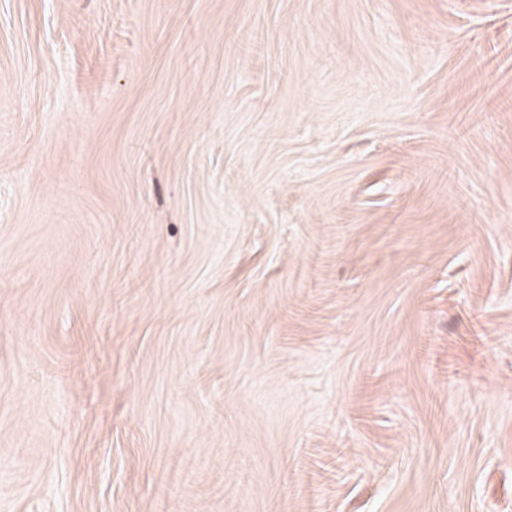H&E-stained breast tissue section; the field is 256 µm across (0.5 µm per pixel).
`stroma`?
Returning <instances> with one entry per match:
<instances>
[{"label":"stroma","instance_id":"1","mask_svg":"<svg viewBox=\"0 0 512 512\" xmlns=\"http://www.w3.org/2000/svg\"><path fill=\"white\" fill-rule=\"evenodd\" d=\"M0 512H512V0H0Z\"/></svg>","mask_w":512,"mask_h":512}]
</instances>
